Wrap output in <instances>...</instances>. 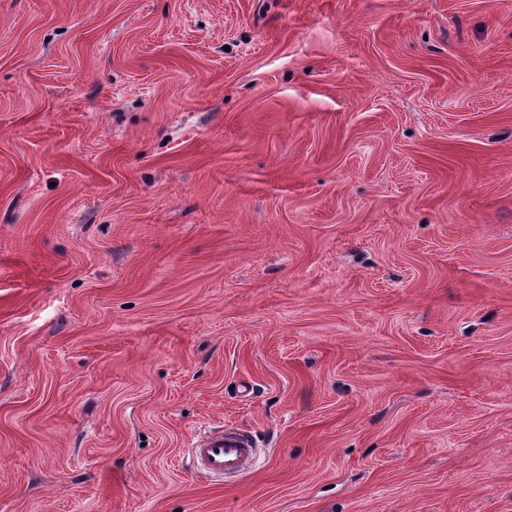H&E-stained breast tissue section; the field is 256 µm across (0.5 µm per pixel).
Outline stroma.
<instances>
[{
  "label": "stroma",
  "instance_id": "1",
  "mask_svg": "<svg viewBox=\"0 0 512 512\" xmlns=\"http://www.w3.org/2000/svg\"><path fill=\"white\" fill-rule=\"evenodd\" d=\"M0 512H512V0H0ZM192 447V457L198 468L225 477L250 472L257 455V445L251 435L233 425L200 436Z\"/></svg>",
  "mask_w": 512,
  "mask_h": 512
}]
</instances>
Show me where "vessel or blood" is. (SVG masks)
Returning <instances> with one entry per match:
<instances>
[{"instance_id": "1", "label": "vessel or blood", "mask_w": 512, "mask_h": 512, "mask_svg": "<svg viewBox=\"0 0 512 512\" xmlns=\"http://www.w3.org/2000/svg\"><path fill=\"white\" fill-rule=\"evenodd\" d=\"M257 445L246 431L227 425L200 436L193 443L196 466L211 475L235 477L250 472Z\"/></svg>"}]
</instances>
